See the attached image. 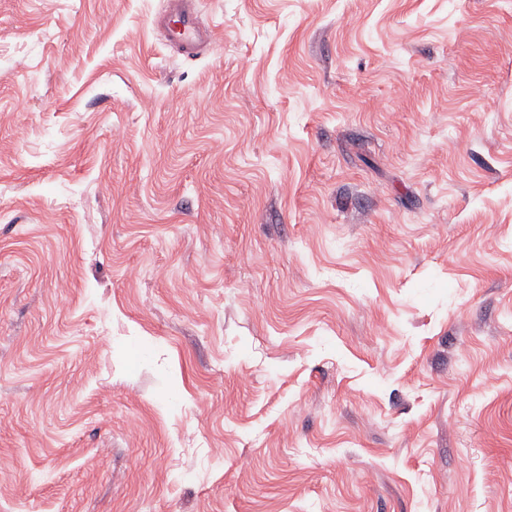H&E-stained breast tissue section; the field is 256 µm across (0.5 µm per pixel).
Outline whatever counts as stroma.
<instances>
[{
    "mask_svg": "<svg viewBox=\"0 0 512 512\" xmlns=\"http://www.w3.org/2000/svg\"><path fill=\"white\" fill-rule=\"evenodd\" d=\"M0 0V512H512V0ZM163 4L158 22L169 47L190 59L204 55L211 46L212 35L200 22L195 2L166 0Z\"/></svg>",
    "mask_w": 512,
    "mask_h": 512,
    "instance_id": "obj_1",
    "label": "stroma"
}]
</instances>
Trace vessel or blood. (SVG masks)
<instances>
[{"instance_id":"b4317fda","label":"vessel or blood","mask_w":512,"mask_h":512,"mask_svg":"<svg viewBox=\"0 0 512 512\" xmlns=\"http://www.w3.org/2000/svg\"><path fill=\"white\" fill-rule=\"evenodd\" d=\"M159 22L166 42L178 54L192 59L208 51L212 35L200 22L194 0H165Z\"/></svg>"}]
</instances>
